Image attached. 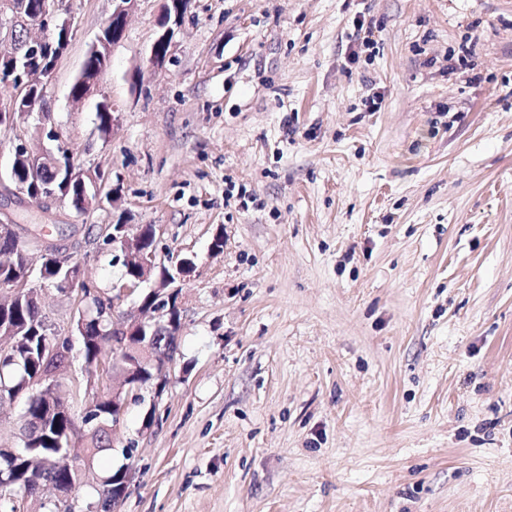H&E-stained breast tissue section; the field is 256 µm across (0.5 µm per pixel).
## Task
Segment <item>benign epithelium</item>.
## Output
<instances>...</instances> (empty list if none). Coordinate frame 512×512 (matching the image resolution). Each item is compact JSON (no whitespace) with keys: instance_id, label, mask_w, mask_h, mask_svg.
<instances>
[{"instance_id":"benign-epithelium-1","label":"benign epithelium","mask_w":512,"mask_h":512,"mask_svg":"<svg viewBox=\"0 0 512 512\" xmlns=\"http://www.w3.org/2000/svg\"><path fill=\"white\" fill-rule=\"evenodd\" d=\"M138 0H112V12L104 20L103 26H112V43H107L102 35H97L90 46L87 55L91 56L102 51L111 52V48L119 44L127 30L129 19L135 11ZM189 0H163L160 15L163 29L159 39L172 42L174 29L181 26L187 11ZM59 6L47 7L40 14L30 11L28 0H0V44L15 41L14 30L22 26L30 32L38 31L39 35L29 36L25 44L30 51L37 52L46 38L55 34L61 28ZM13 60L0 69V84L19 85L26 87L32 83L48 88L55 75L57 61L45 60L39 68L28 66V59L16 58V52H11ZM77 80L83 84V93L79 96H69L71 106L78 109L90 97L105 96L102 76L86 75L80 72ZM0 112L7 113L4 122L5 131L21 125L36 117L39 128L45 129V117L48 107L37 98L22 97L18 94L11 99L0 101ZM48 136L57 141L56 151L38 154V162L46 165L56 173V178L30 188L18 182L12 173L0 175V208L3 218L0 219V251L5 249L9 256L17 259H28V244L35 245L36 251L43 262H51L55 274L49 278H35L33 266L24 265L23 271L10 280L0 282V296L14 298L18 295L39 299L41 294L53 289L61 295H69L75 291L81 293L90 287L91 280L85 276L83 263L76 258L81 246L79 227L69 224L63 228L54 225V230L47 229V224H22L17 220L15 209L26 205H36L44 218H49L52 207L57 203L67 204L78 212H87L98 208L102 202L100 182L103 176L91 169H85L72 162L63 161L64 141L56 130L48 132ZM141 225L114 224L112 230L101 233L99 249L112 248V262L125 263L130 259L138 262L132 278L121 275L112 284V303L124 301L133 296H140L141 286L150 281L156 269L168 266L171 272L163 279L157 280V285L150 289V294L156 297V303L148 312L136 310V314L128 315L122 321L112 320V352L126 349L130 336L146 335V328L164 327L167 333L176 337L179 335L180 323L176 320V312L181 310L180 291L176 282L183 281L193 271L192 259L178 258L155 247L146 248L140 239ZM42 326L49 335L50 343L43 354L45 371L41 375L26 382L24 391L45 399H50L49 390L57 379L59 370L58 352L63 344H71L73 333L83 334L87 324L86 313L79 312V318L73 321L68 333H62L54 323L46 317H41ZM175 365V355L169 354L154 364L155 376L158 383L153 391V397L162 395L163 384L169 382ZM120 367L112 364V400L118 402L116 413L112 419V431H117L123 421L124 408L130 400L143 399L141 387L117 374Z\"/></svg>"}]
</instances>
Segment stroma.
<instances>
[{"label": "stroma", "mask_w": 512, "mask_h": 512, "mask_svg": "<svg viewBox=\"0 0 512 512\" xmlns=\"http://www.w3.org/2000/svg\"><path fill=\"white\" fill-rule=\"evenodd\" d=\"M160 7L111 51L113 132L68 101L111 0H73L47 89L195 261L175 372L96 463L117 512H512V0H191L153 68Z\"/></svg>", "instance_id": "35a3bbf8"}]
</instances>
